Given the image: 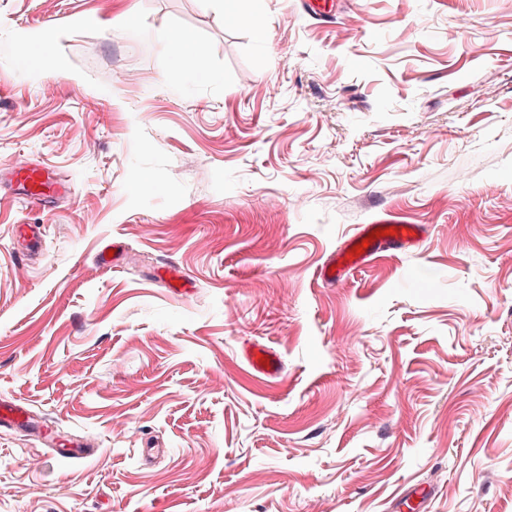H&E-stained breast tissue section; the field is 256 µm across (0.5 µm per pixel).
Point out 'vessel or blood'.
Returning a JSON list of instances; mask_svg holds the SVG:
<instances>
[{
	"instance_id": "vessel-or-blood-1",
	"label": "vessel or blood",
	"mask_w": 512,
	"mask_h": 512,
	"mask_svg": "<svg viewBox=\"0 0 512 512\" xmlns=\"http://www.w3.org/2000/svg\"><path fill=\"white\" fill-rule=\"evenodd\" d=\"M16 182L24 185L28 205L44 206L49 198L61 192L46 166L29 163L16 167L13 171ZM373 224L360 226L357 233L347 240L342 249L331 254L322 264L319 276L322 281L332 284L341 280L343 270H354L369 263L385 250L403 252L417 245L424 233L420 224H402L393 234L380 236ZM246 361L253 376L273 377L281 370L279 355L270 348L257 344L246 351ZM34 421L24 405L0 400V429L8 426H29Z\"/></svg>"
}]
</instances>
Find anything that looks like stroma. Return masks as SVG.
Wrapping results in <instances>:
<instances>
[{
    "mask_svg": "<svg viewBox=\"0 0 512 512\" xmlns=\"http://www.w3.org/2000/svg\"><path fill=\"white\" fill-rule=\"evenodd\" d=\"M332 5L0 0V398L94 450L0 431V512H512V0ZM384 220L426 232L322 283ZM223 3L224 9L234 13L240 19L250 21L256 26L259 34L264 33L263 25L260 22L258 10L255 7L257 0H219ZM175 55L188 54L196 77L202 81L214 79L213 73L206 67L204 49L195 44L193 37L188 33H176L168 37ZM16 182L24 185V195L28 205L45 206L49 198L59 194L65 188L56 183L49 169L41 164L29 163L16 167L13 171ZM265 357V360H262ZM246 361L253 376L274 377L281 370V359L279 355L268 347L257 344L251 345L246 351Z\"/></svg>",
    "mask_w": 512,
    "mask_h": 512,
    "instance_id": "obj_1",
    "label": "stroma"
}]
</instances>
